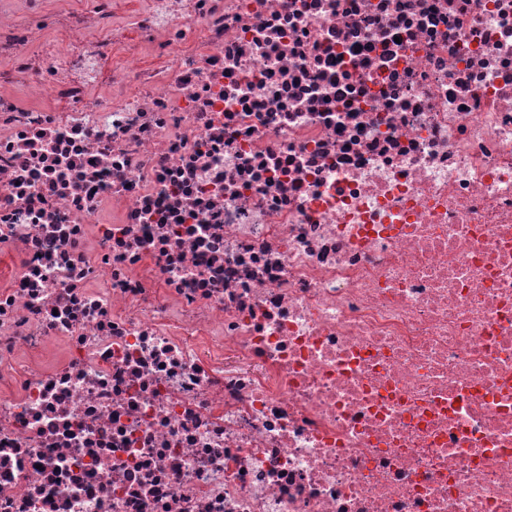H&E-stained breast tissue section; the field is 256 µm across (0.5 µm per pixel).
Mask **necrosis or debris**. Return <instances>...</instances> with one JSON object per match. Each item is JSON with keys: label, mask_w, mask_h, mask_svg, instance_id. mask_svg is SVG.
<instances>
[{"label": "necrosis or debris", "mask_w": 512, "mask_h": 512, "mask_svg": "<svg viewBox=\"0 0 512 512\" xmlns=\"http://www.w3.org/2000/svg\"><path fill=\"white\" fill-rule=\"evenodd\" d=\"M0 512H512V0H0Z\"/></svg>", "instance_id": "1"}]
</instances>
